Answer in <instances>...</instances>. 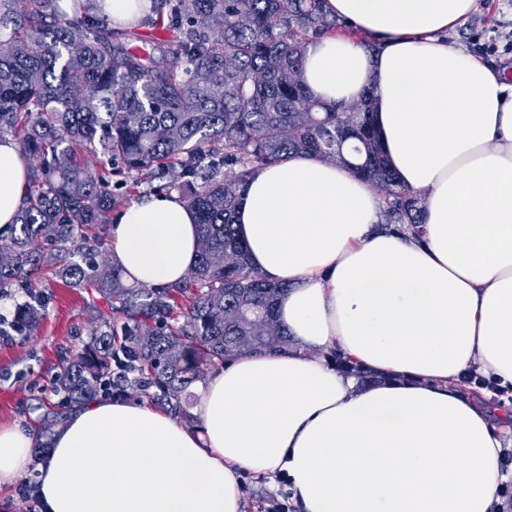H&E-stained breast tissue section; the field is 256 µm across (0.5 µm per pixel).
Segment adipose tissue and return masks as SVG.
<instances>
[{
	"label": "adipose tissue",
	"mask_w": 512,
	"mask_h": 512,
	"mask_svg": "<svg viewBox=\"0 0 512 512\" xmlns=\"http://www.w3.org/2000/svg\"><path fill=\"white\" fill-rule=\"evenodd\" d=\"M474 8L326 0L369 40H315L303 80L327 102L374 87L382 148L423 199L421 235L378 230L380 199L346 167L299 155L258 170L235 228L251 267L285 286L278 315L297 349L211 372L196 429L144 402L75 407L39 465L44 512H241L244 470L285 478L303 512H490L512 415L459 384L471 369L512 384V82L448 44ZM30 179L0 139L1 230ZM110 243L129 280L166 287L195 260L194 216L153 195L116 215ZM336 350L385 383L336 370ZM34 445L0 427V486Z\"/></svg>",
	"instance_id": "obj_1"
}]
</instances>
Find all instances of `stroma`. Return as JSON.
<instances>
[{
	"mask_svg": "<svg viewBox=\"0 0 512 512\" xmlns=\"http://www.w3.org/2000/svg\"><path fill=\"white\" fill-rule=\"evenodd\" d=\"M468 20L449 30L450 45L481 57L492 69L512 78V50L506 46V21L512 0H476ZM29 290L13 289L0 297V315L12 317L28 293L47 295L46 316L33 331L0 336V425L29 430L39 402L52 399L53 375L60 358L89 339L90 291L72 288L42 270L28 279Z\"/></svg>",
	"mask_w": 512,
	"mask_h": 512,
	"instance_id": "stroma-1",
	"label": "stroma"
}]
</instances>
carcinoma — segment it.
Masks as SVG:
<instances>
[{
	"mask_svg": "<svg viewBox=\"0 0 512 512\" xmlns=\"http://www.w3.org/2000/svg\"><path fill=\"white\" fill-rule=\"evenodd\" d=\"M72 0H0V137L38 161L17 223L0 231V296L38 268L107 304L90 338L53 375L58 400L34 420L38 454L70 410L102 395L148 398L193 428L190 388L229 359L289 335L277 315L284 287L249 264L234 228L254 173L305 155L353 168L385 190L382 224L415 231L421 197L401 184L380 145L373 88L354 103L309 96L302 66L312 39L346 26L325 0H152L161 56ZM137 186L168 179L193 212L197 260L174 286L129 284L108 256L116 165ZM41 297L17 307L20 330L45 317ZM131 370L113 380L114 367Z\"/></svg>",
	"mask_w": 512,
	"mask_h": 512,
	"instance_id": "obj_1",
	"label": "carcinoma"
}]
</instances>
